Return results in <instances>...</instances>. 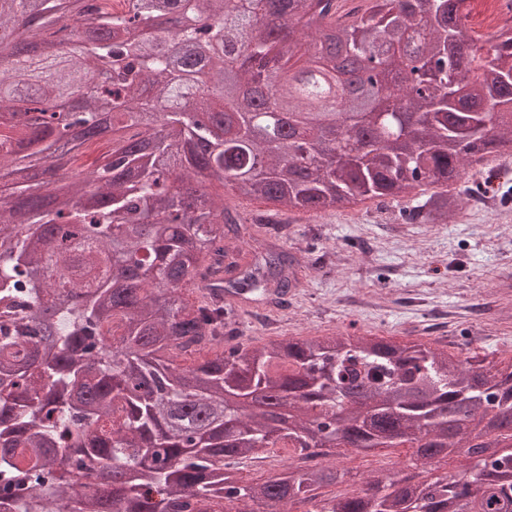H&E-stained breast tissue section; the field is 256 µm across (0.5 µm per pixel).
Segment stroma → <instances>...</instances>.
Instances as JSON below:
<instances>
[{"label":"stroma","mask_w":512,"mask_h":512,"mask_svg":"<svg viewBox=\"0 0 512 512\" xmlns=\"http://www.w3.org/2000/svg\"><path fill=\"white\" fill-rule=\"evenodd\" d=\"M287 248L302 286L278 306L252 303L239 323L249 343L336 333L432 346L468 337L499 369L512 366V192L492 207L464 202L438 224H413L398 206L366 200L358 211L312 218L288 213ZM411 448L347 449L338 468L356 475L403 467Z\"/></svg>","instance_id":"35a3bbf8"}]
</instances>
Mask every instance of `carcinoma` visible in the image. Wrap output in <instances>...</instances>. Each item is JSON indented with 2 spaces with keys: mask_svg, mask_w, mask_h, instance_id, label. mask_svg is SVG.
I'll return each instance as SVG.
<instances>
[{
  "mask_svg": "<svg viewBox=\"0 0 512 512\" xmlns=\"http://www.w3.org/2000/svg\"><path fill=\"white\" fill-rule=\"evenodd\" d=\"M289 41L260 24L251 6L226 0H133L116 14L91 0H0V43L31 55L75 43L63 55L0 71V512H512V446L476 447L461 422L512 413V371L477 367L443 349L378 336H274L261 346L239 337L224 293L245 287L281 300L298 287L294 258L262 250L249 225H271L280 211L322 216L365 195L408 200L409 218L438 224L462 207L470 187L416 193L420 173L444 186L466 173L462 153L489 155L512 142V120L472 133L477 115H512V28L485 49L467 29L463 53L456 7L470 0H382L344 8L342 0H283ZM87 14L75 33L70 21ZM174 15L178 39L155 34ZM331 33L326 51L316 38ZM431 62V93L399 96L383 123L394 140L370 155L347 150L340 166L306 161L311 145L254 135V100L224 94L269 72L278 91L262 107L312 121L366 104L329 109L306 93L325 74L341 80L336 54H381L396 68L408 48ZM97 84L76 111L68 94ZM196 91V107L184 98ZM164 101L163 132L141 125L136 109ZM39 112L35 127L15 123ZM428 123L419 141L401 137V113ZM111 133L110 149L61 180L45 202L31 179L72 169L81 149ZM266 164L255 166L256 155ZM202 183L186 199L170 172ZM484 188L512 182V168L486 164ZM267 204L247 221L228 199ZM53 263L54 275L46 273ZM366 389L376 404L348 403ZM281 402L287 417L270 410ZM319 408L327 421L312 419ZM414 445L413 466L441 455L465 470L417 482L404 470L379 471L352 494L325 497L324 484L349 472L323 460L345 448ZM288 450L282 469L245 483L228 459Z\"/></svg>",
  "mask_w": 512,
  "mask_h": 512,
  "instance_id": "1",
  "label": "carcinoma"
}]
</instances>
